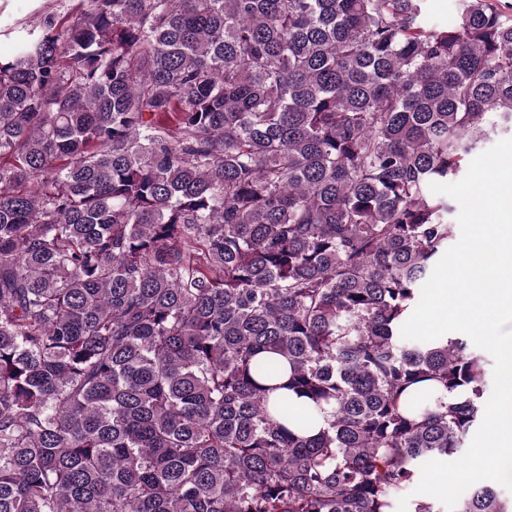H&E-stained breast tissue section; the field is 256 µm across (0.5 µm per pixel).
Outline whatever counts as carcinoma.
<instances>
[{
	"instance_id": "1",
	"label": "carcinoma",
	"mask_w": 512,
	"mask_h": 512,
	"mask_svg": "<svg viewBox=\"0 0 512 512\" xmlns=\"http://www.w3.org/2000/svg\"><path fill=\"white\" fill-rule=\"evenodd\" d=\"M70 2L0 59V512H441L487 360L401 327L512 0ZM462 8V0H427L424 21L428 25L455 22Z\"/></svg>"
}]
</instances>
